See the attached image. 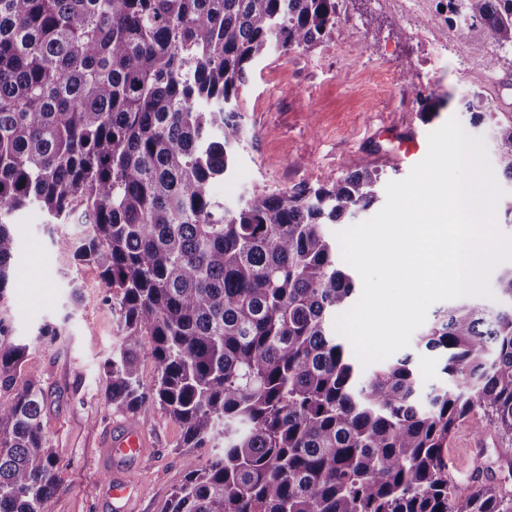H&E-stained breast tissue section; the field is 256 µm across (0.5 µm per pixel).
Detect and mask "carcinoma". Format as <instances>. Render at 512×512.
Instances as JSON below:
<instances>
[{"label": "carcinoma", "mask_w": 512, "mask_h": 512, "mask_svg": "<svg viewBox=\"0 0 512 512\" xmlns=\"http://www.w3.org/2000/svg\"><path fill=\"white\" fill-rule=\"evenodd\" d=\"M338 4L0 0V302L16 211L80 226L70 253L99 270L118 321L108 404L132 422L158 406L188 453L223 442L161 512H512L494 486L456 491L443 457L475 406L512 436V307L464 298L437 315L420 342L461 391L423 406L410 357L361 376L334 330L355 284L324 226L371 208L378 171L231 208L211 194L233 173L254 63L315 45ZM461 5L512 48V0H447L441 36ZM494 131L512 183V120ZM12 333L0 309V512H44L58 462Z\"/></svg>", "instance_id": "carcinoma-1"}]
</instances>
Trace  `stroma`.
Wrapping results in <instances>:
<instances>
[{
  "label": "stroma",
  "mask_w": 512,
  "mask_h": 512,
  "mask_svg": "<svg viewBox=\"0 0 512 512\" xmlns=\"http://www.w3.org/2000/svg\"><path fill=\"white\" fill-rule=\"evenodd\" d=\"M444 0H426L414 16L398 0H342L335 28L308 50L271 49L257 61L244 86L240 108L245 140L234 175L212 184L225 205L241 202L256 190L278 192L318 186L326 180L373 163L380 172L378 196L408 176L410 166L394 162L398 146L387 126L408 125L420 142L448 119L485 142L490 162L498 154L488 123L472 125L464 103L480 96L498 119L512 116V49L487 44L475 28L449 35L442 51L419 32ZM446 99L425 117L415 91ZM18 238L15 271L4 303L16 342L27 345L26 373L45 392L43 424L58 460L62 488L45 512H107L109 482L102 445L126 414L105 398V364L112 356L118 322L103 302L99 271L68 259L66 243L76 231L65 224L48 229L38 208L13 216ZM84 306L69 312L72 287ZM63 323L56 342L39 335L46 323ZM419 373L421 397L450 385L443 360L424 347L406 349ZM481 409H473L457 427L443 454L455 489L490 483L512 496V437L488 427ZM148 441L146 456L117 464L136 487L128 512H160L190 465L204 464L211 451L183 452L182 428L159 407L137 418Z\"/></svg>",
  "instance_id": "1"
}]
</instances>
